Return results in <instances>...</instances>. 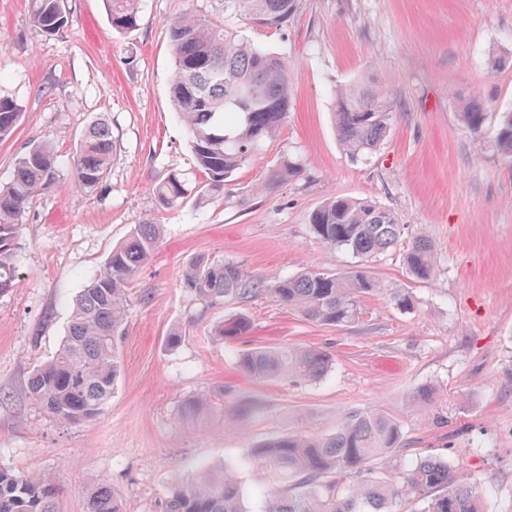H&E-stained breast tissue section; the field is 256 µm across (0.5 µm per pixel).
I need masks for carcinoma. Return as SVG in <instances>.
<instances>
[{
	"label": "carcinoma",
	"instance_id": "carcinoma-1",
	"mask_svg": "<svg viewBox=\"0 0 512 512\" xmlns=\"http://www.w3.org/2000/svg\"><path fill=\"white\" fill-rule=\"evenodd\" d=\"M113 30L124 33L138 25L140 0H105ZM224 14L248 25L271 27L288 21L298 0H216ZM31 17L41 32L53 35L68 24L65 0H31ZM175 71L171 98L188 134L197 170L205 181L190 188L186 174L171 172L155 187L163 206L194 196L197 207L217 199L247 203L254 194H271L299 173L286 157L269 170L258 186L237 193L228 182L251 157L279 133L288 114V62L263 50L226 27L192 10L169 23ZM248 91L241 101L242 91ZM21 109L0 98V140L12 135ZM392 106L384 86L376 82L336 91V127L345 151L354 158L376 148L385 136ZM486 104L475 94L463 121L477 133L486 119ZM496 148L512 160V112L499 115ZM112 131L94 121L82 135L70 164L76 187L91 191L105 180L112 160ZM65 161L48 139L35 140L14 161L12 179L0 184V294L17 287L13 259L29 204L55 186ZM314 234L359 257L383 251L399 240L403 225L390 210L348 198L323 203L311 217ZM156 224H137L112 250L103 269L80 291L58 353L33 370L29 398L60 423L81 424L97 418L112 396L121 372L117 346L130 307L133 278L158 242ZM409 273L418 279L435 274L434 247L428 236H416L406 252ZM184 284L205 305L222 304L260 291V283L239 266L222 260L196 259ZM381 290V284L358 266L327 273L308 270L278 281L272 291L303 319L341 326L355 316L359 296ZM250 322L233 315L218 325L220 339L242 336ZM333 357L320 348L289 345L255 348L242 353L238 366L257 379L291 376L321 379ZM433 388L412 393L413 408L431 406ZM212 395L198 394L184 404L187 416L205 413ZM413 441L395 415L381 409L345 412L331 433L288 431L249 448L268 482L279 483L264 512H397L407 503L414 512H485L479 486L439 456L409 457ZM58 488L45 477L21 474L0 466V512H57ZM86 512H122L118 493L103 481L88 496ZM161 512H247L242 481L232 466L203 467L187 481L173 485Z\"/></svg>",
	"mask_w": 512,
	"mask_h": 512
}]
</instances>
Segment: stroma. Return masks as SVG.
Segmentation results:
<instances>
[{"mask_svg": "<svg viewBox=\"0 0 512 512\" xmlns=\"http://www.w3.org/2000/svg\"><path fill=\"white\" fill-rule=\"evenodd\" d=\"M215 21L214 0H141L140 20L117 33L103 0H67L57 36L31 23L29 0H0V97L21 114L0 140V183L35 139L71 158L86 128L102 119L116 149L103 185L83 191L62 168L55 188L31 202L14 256L18 285L0 295V465L49 477L57 512H85L89 491L109 481L123 512H160L169 486L200 464L237 466L247 512H264L268 489L249 446L288 430L328 433L341 413L380 407L400 418L413 455L448 458L477 480L486 512H512V163L495 148L500 113L512 111V0H299L280 26H244L255 44L287 60L291 101L277 139L239 169L232 188L264 181L281 157L299 174L242 206L193 200L161 207L154 187L195 168L170 95L168 23L187 9ZM384 83L393 115L378 146L354 159L335 125L337 86ZM481 93L480 133L461 110ZM334 197L393 211L396 245L359 258L311 230L310 216ZM161 225L153 254L131 288L122 329V372L103 413L68 425L29 398L33 368L52 359L70 308L135 225ZM434 244L435 274L414 278L405 253L418 234ZM223 260L260 280L253 296L201 304L185 288L193 260ZM364 265L380 292L358 302L342 326L304 320L269 288L307 270ZM413 298L399 308L394 297ZM245 315L250 331L224 341L213 327ZM179 345L168 343L172 329ZM288 345L333 355L325 377L260 380L239 355ZM438 395L446 424L409 408V394ZM215 395L206 417L184 404ZM250 412L225 422L239 405Z\"/></svg>", "mask_w": 512, "mask_h": 512, "instance_id": "stroma-1", "label": "stroma"}]
</instances>
